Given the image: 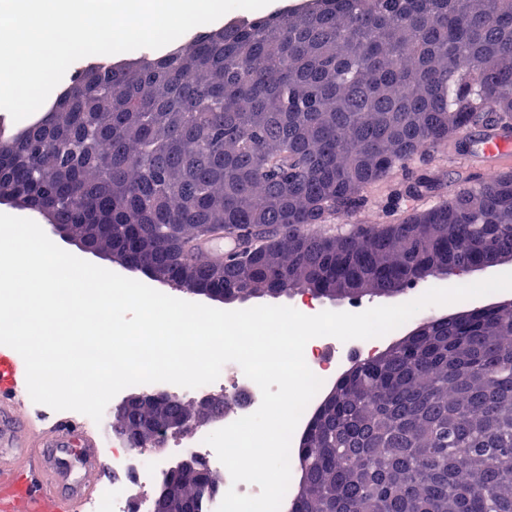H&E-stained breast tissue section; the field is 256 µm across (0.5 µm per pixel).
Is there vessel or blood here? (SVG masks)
Here are the masks:
<instances>
[{
	"label": "vessel or blood",
	"instance_id": "vessel-or-blood-1",
	"mask_svg": "<svg viewBox=\"0 0 512 512\" xmlns=\"http://www.w3.org/2000/svg\"><path fill=\"white\" fill-rule=\"evenodd\" d=\"M470 160L485 171L499 174L512 170V132L482 129ZM236 247L234 241L216 238L198 242V252L208 260L220 259ZM26 369L10 347L0 345V512H82L85 500L97 491L84 484L66 489L67 474L49 460V448H68L81 442L86 465H100L95 442L86 438L81 423L67 421L50 428H37L21 417L26 395Z\"/></svg>",
	"mask_w": 512,
	"mask_h": 512
}]
</instances>
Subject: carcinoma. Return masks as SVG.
Here are the masks:
<instances>
[{"label": "carcinoma", "mask_w": 512, "mask_h": 512, "mask_svg": "<svg viewBox=\"0 0 512 512\" xmlns=\"http://www.w3.org/2000/svg\"><path fill=\"white\" fill-rule=\"evenodd\" d=\"M511 108L512 0H312L75 72L39 122L0 136V196L183 291L391 296L512 253V172L383 228L310 227ZM257 224L288 232L257 244ZM218 231L253 258L188 256ZM333 393L291 448L289 512H512V309L433 318Z\"/></svg>", "instance_id": "cac0c4a2"}]
</instances>
